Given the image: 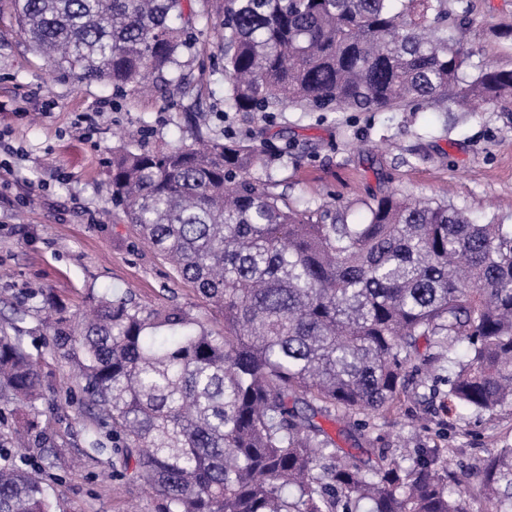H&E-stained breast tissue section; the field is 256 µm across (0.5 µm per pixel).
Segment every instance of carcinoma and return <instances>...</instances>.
Wrapping results in <instances>:
<instances>
[{"instance_id": "carcinoma-1", "label": "carcinoma", "mask_w": 512, "mask_h": 512, "mask_svg": "<svg viewBox=\"0 0 512 512\" xmlns=\"http://www.w3.org/2000/svg\"><path fill=\"white\" fill-rule=\"evenodd\" d=\"M186 0H14L20 33L53 74L122 91L179 66ZM224 106L268 116L443 104L512 108V69L466 79V14L448 0H224ZM252 138L112 153V201L182 280L224 313L55 300L56 349L75 364L124 467L160 512H512V446L452 478L442 448L412 465L367 459L320 420L391 411L419 362L448 363V395L512 408V225L388 195L362 221L319 224L252 170ZM425 344L429 354L420 353ZM467 344L466 359L457 357ZM42 395L37 361L0 331V403ZM17 430L0 446V512H52Z\"/></svg>"}]
</instances>
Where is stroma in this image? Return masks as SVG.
<instances>
[{"label": "stroma", "mask_w": 512, "mask_h": 512, "mask_svg": "<svg viewBox=\"0 0 512 512\" xmlns=\"http://www.w3.org/2000/svg\"><path fill=\"white\" fill-rule=\"evenodd\" d=\"M220 3L191 0L196 26L178 71L150 91L119 93L104 82L52 77L20 34L13 0H0V159L15 171L0 182V330L21 337L40 363L43 396L28 409L39 438L27 456L53 488V512H157L158 501L125 471L97 412L77 411L83 382L52 346L45 298L80 313L101 294L130 296L149 308L183 307L213 334L224 331L223 314L141 241L113 203V148L247 135L271 163L255 178L312 217L328 211L358 222L368 203L399 193L512 224L511 113L489 104L474 112L291 108L270 119L225 111ZM448 5L472 20L471 69H512V0ZM180 74L190 83L181 97L173 86ZM372 425L378 448L453 449L455 471L493 445H512V409L471 412L449 399L447 386H433L427 371Z\"/></svg>", "instance_id": "1"}]
</instances>
